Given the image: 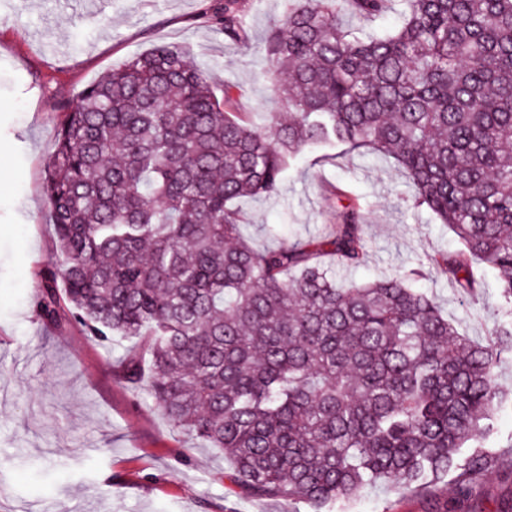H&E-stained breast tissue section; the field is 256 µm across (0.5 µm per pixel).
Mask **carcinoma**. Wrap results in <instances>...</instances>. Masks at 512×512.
<instances>
[{
	"label": "carcinoma",
	"instance_id": "cac0c4a2",
	"mask_svg": "<svg viewBox=\"0 0 512 512\" xmlns=\"http://www.w3.org/2000/svg\"><path fill=\"white\" fill-rule=\"evenodd\" d=\"M263 52L288 121L266 133L217 96L180 46L158 44L60 113L45 194L56 269L95 340L134 339L121 377L177 429L224 451L256 498L322 510L389 482L405 493L489 469L479 451L512 390V0H397L383 35L347 27L390 0H283ZM210 21L249 33L240 0ZM394 159L414 203L448 225L453 257L368 283L326 261L366 259L362 216L257 250L235 203L272 198L297 154L326 146ZM501 274L507 320L482 345L409 284L428 270L466 295ZM473 452L461 462L458 452Z\"/></svg>",
	"mask_w": 512,
	"mask_h": 512
}]
</instances>
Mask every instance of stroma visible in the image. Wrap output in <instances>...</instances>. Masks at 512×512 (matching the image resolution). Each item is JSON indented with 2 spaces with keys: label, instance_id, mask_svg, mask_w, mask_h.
Instances as JSON below:
<instances>
[{
  "label": "stroma",
  "instance_id": "obj_1",
  "mask_svg": "<svg viewBox=\"0 0 512 512\" xmlns=\"http://www.w3.org/2000/svg\"><path fill=\"white\" fill-rule=\"evenodd\" d=\"M213 0H0V512H311L281 497L257 499L232 485L219 449L175 429L121 378L111 352L71 319H42L40 299L54 266L55 233L44 166L59 108L113 67L160 43L175 44L233 87L235 109L267 131L281 110L260 49L282 0H240L249 46L228 45L203 14ZM356 203L365 262L340 278L368 281L418 268L426 254L460 244L426 208L415 206L392 160L328 149L289 169L278 195L238 201L243 237L257 247L323 236L336 211ZM414 288L432 296L457 331L489 341L502 319L499 275L487 271L475 296L436 274ZM487 451L496 463L459 512L512 506V406L494 415ZM456 496L452 477L408 496L366 487L333 512H435Z\"/></svg>",
  "mask_w": 512,
  "mask_h": 512
}]
</instances>
